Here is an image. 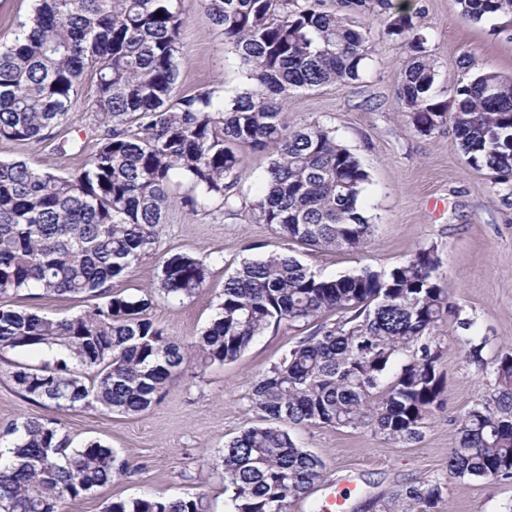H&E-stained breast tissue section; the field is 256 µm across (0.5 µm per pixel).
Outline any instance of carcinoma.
<instances>
[{
  "mask_svg": "<svg viewBox=\"0 0 512 512\" xmlns=\"http://www.w3.org/2000/svg\"><path fill=\"white\" fill-rule=\"evenodd\" d=\"M194 2L251 81L228 109L211 92L178 90L184 0H35L24 31L0 41L1 139L40 140L66 122L88 76L91 111L107 128L72 175L0 161V360L52 350L40 364L8 361L4 376L23 398L63 413L98 405L132 416L157 405L191 361L230 363L273 325L314 326L254 382L251 407L263 423L219 450L230 512H291L324 464L286 425L366 427L404 442L440 407L434 332L451 305L433 275L432 251L388 271L363 267L337 277H321L286 252L245 259L225 278L214 319L188 343L154 320L152 295L112 284L155 248L171 208L233 209L242 149L271 157L265 192L253 204L261 223L317 250L368 246V172L330 131L294 128L286 113L297 89L362 78L372 46L359 16L407 40L412 57L397 96L410 124L430 133L452 121L456 146L494 174L504 200L512 197V78L480 72L453 88L452 102L437 100L439 71L416 12L395 0H336L332 9L325 0ZM456 2L474 21L512 17V0ZM208 275L206 258L175 253L162 264L159 290L189 298ZM30 289L36 298L69 295L88 306L58 319L10 303ZM495 374L497 409L473 407L457 419L447 461L456 479L512 478V353L499 358ZM2 442L0 512H58L61 501L87 498L132 468V459L98 440L72 446L61 420L45 415L13 423ZM447 491L425 480L368 502L372 512H436ZM103 512H210V504L186 492L116 498Z\"/></svg>",
  "mask_w": 512,
  "mask_h": 512,
  "instance_id": "carcinoma-1",
  "label": "carcinoma"
}]
</instances>
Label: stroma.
<instances>
[{
  "label": "stroma",
  "instance_id": "1",
  "mask_svg": "<svg viewBox=\"0 0 512 512\" xmlns=\"http://www.w3.org/2000/svg\"><path fill=\"white\" fill-rule=\"evenodd\" d=\"M416 24L437 62L440 100L476 72L512 78V19L464 17L456 0H412ZM181 34L178 86L182 92L211 91L225 103L243 94L249 81L237 56L221 45L210 17L193 0ZM373 53L362 80L315 90L299 89L288 101L290 125L318 124L355 153L369 174L362 205L373 235L361 252L311 250L295 245L294 255L311 271L334 277L362 267L391 269L419 249H432L435 274L446 284L457 317L440 322L443 338L438 370L444 406L426 420L418 439L403 443L367 429L327 425L298 426L289 433L298 447L320 456L324 479L292 512H311L312 504L341 495L347 506L422 479L448 482L439 512H506L512 505V479L488 482L449 479L448 450L455 441V419L470 408L495 405L499 387L493 365L512 350V202L503 201L489 171L472 167L453 144L451 127L417 132L396 96L410 53L403 39L371 23ZM92 80L83 83L69 121L41 141L0 139V160L21 159L32 166L68 175L83 169L103 136L90 110ZM71 140L67 150L58 144ZM267 153H243L242 178L232 212L192 215L173 209L153 251L114 290L140 295L155 292L154 319L169 336L194 339L215 315L224 279L242 259L281 250L270 226L252 210L269 166ZM188 253L208 258L207 288L184 299L158 294L163 257ZM470 330L457 327V319ZM309 327L280 325L257 336L244 354L224 365L189 363L166 385L162 402L134 416L95 408L66 412L61 420L74 445L94 438L118 457H132L136 468L95 495L65 500L59 512H103L107 501L145 494L178 496L203 492L212 512H228L224 470L214 455L225 442L261 421L249 403L253 382L276 363ZM479 357H472V344Z\"/></svg>",
  "mask_w": 512,
  "mask_h": 512
}]
</instances>
